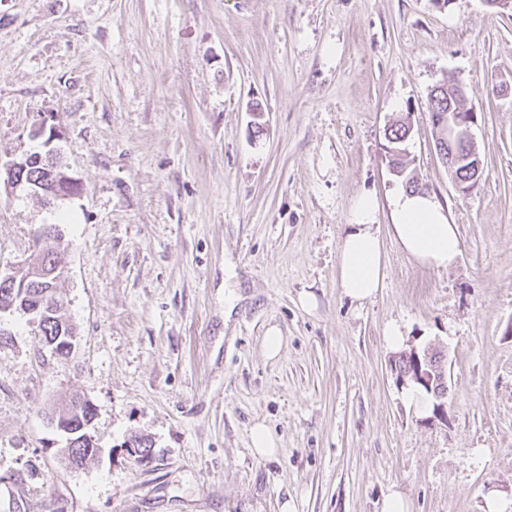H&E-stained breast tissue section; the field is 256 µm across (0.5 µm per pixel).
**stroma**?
Listing matches in <instances>:
<instances>
[{
  "mask_svg": "<svg viewBox=\"0 0 512 512\" xmlns=\"http://www.w3.org/2000/svg\"><path fill=\"white\" fill-rule=\"evenodd\" d=\"M464 87L481 180L459 191L428 95ZM53 118L78 195L0 183V269L55 225L75 349L0 316V512H487L512 500V12L484 0H0V159ZM409 119L419 191L459 227L454 266L389 234ZM262 135H254L253 121ZM371 192L384 285L337 260ZM447 356V424L408 402L385 331ZM283 345L268 359L263 339ZM73 393L98 453L51 421ZM280 440L256 457L251 429ZM152 445L139 462L134 438ZM409 138L408 126L406 119H400L391 124L385 130V139L388 142L389 166L393 174L397 177L404 178L406 184L410 188L416 190V182L413 176H409L407 169L411 160L408 158L406 150V142Z\"/></svg>",
  "mask_w": 512,
  "mask_h": 512,
  "instance_id": "35a3bbf8",
  "label": "stroma"
}]
</instances>
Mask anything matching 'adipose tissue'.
Listing matches in <instances>:
<instances>
[{
    "mask_svg": "<svg viewBox=\"0 0 512 512\" xmlns=\"http://www.w3.org/2000/svg\"><path fill=\"white\" fill-rule=\"evenodd\" d=\"M377 210V199L371 193L355 200L338 254L339 285L354 301L373 297L385 277ZM389 231L402 251L426 267L449 268L460 254L457 226L449 223L442 205L426 193L403 188L392 196Z\"/></svg>",
    "mask_w": 512,
    "mask_h": 512,
    "instance_id": "adipose-tissue-1",
    "label": "adipose tissue"
}]
</instances>
